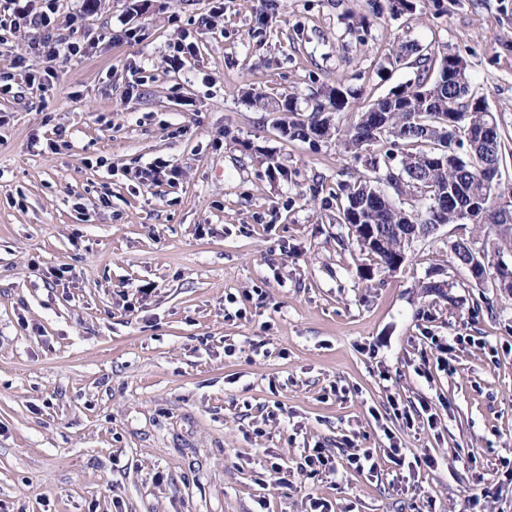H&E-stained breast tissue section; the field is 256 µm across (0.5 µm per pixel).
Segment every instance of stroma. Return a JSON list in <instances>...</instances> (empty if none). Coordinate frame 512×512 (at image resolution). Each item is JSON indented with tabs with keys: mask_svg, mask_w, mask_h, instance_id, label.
Masks as SVG:
<instances>
[{
	"mask_svg": "<svg viewBox=\"0 0 512 512\" xmlns=\"http://www.w3.org/2000/svg\"><path fill=\"white\" fill-rule=\"evenodd\" d=\"M58 5L81 55L0 30V65L24 59L0 98V512H512V293L452 263L470 226L371 266L330 197L354 161L246 102L304 110L339 78L372 102L417 71L377 74L399 34L459 55L512 138V0ZM158 158L177 175L136 178ZM317 445L380 449L379 472H301Z\"/></svg>",
	"mask_w": 512,
	"mask_h": 512,
	"instance_id": "obj_1",
	"label": "stroma"
}]
</instances>
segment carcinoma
Listing matches in <instances>:
<instances>
[{
  "mask_svg": "<svg viewBox=\"0 0 512 512\" xmlns=\"http://www.w3.org/2000/svg\"><path fill=\"white\" fill-rule=\"evenodd\" d=\"M368 6L376 14L389 10L393 14L413 13L417 4L405 0L403 8L395 9V0H368ZM390 56L387 63L394 65L417 55L415 78L395 86L386 95L374 100L366 107L355 104L357 94L336 81L311 107L305 120L277 118L274 127L286 129L290 139H306L316 135V127L329 123V130L336 133V139L344 153L355 162L362 163L366 173L359 174L352 181L342 183L336 190V210L344 224L352 223L350 214L357 208L363 209L367 223L382 228L387 239V251L383 253L363 251L369 259L381 268L391 266L394 258L406 253L407 244L402 241L398 230L406 224H462L461 213L450 208L434 215L430 211L432 197L450 189L454 196L467 204L474 198L491 199L498 187L488 181L482 171V162L500 164L505 143L500 129H495L486 144L480 148L481 160L460 164L450 155L451 137L444 132L442 122L453 117L457 124L456 134L461 147L467 146L469 136H478L483 127L490 124L486 102L470 93L467 72H458L448 64L443 53H424L413 42L399 35L391 38ZM253 106H261L267 112L276 108L294 115L300 111L292 97L263 102L261 98L250 100ZM343 111L351 112V120L342 128L332 125V115ZM377 142L390 145L384 156L367 155L368 147ZM393 188L398 195H409L421 202L418 209L407 211L391 203L379 201L381 185ZM512 253V230L493 239L486 248L488 266H494L498 256Z\"/></svg>",
  "mask_w": 512,
  "mask_h": 512,
  "instance_id": "carcinoma-1",
  "label": "carcinoma"
}]
</instances>
